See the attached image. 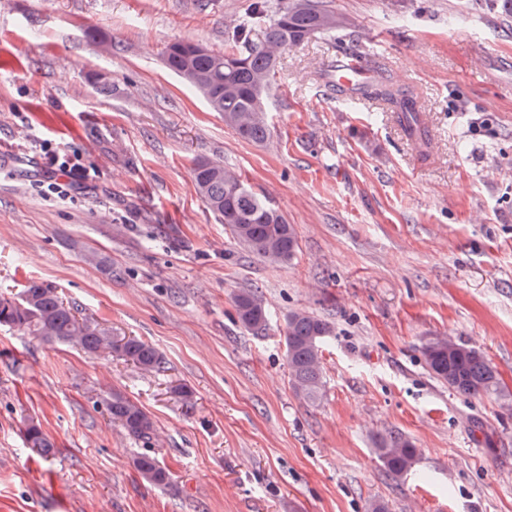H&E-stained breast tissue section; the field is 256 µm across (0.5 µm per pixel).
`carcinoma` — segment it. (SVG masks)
Wrapping results in <instances>:
<instances>
[{
	"mask_svg": "<svg viewBox=\"0 0 512 512\" xmlns=\"http://www.w3.org/2000/svg\"><path fill=\"white\" fill-rule=\"evenodd\" d=\"M253 18L263 22L261 39L245 47L239 39L250 35L249 27L237 26L224 52L213 50L191 59L195 79L184 81L199 91L210 108L224 117V125L241 139L263 142L268 138L269 119L265 101L278 67L277 59L290 47L312 35L338 28L341 14L319 7L314 0H279L275 8L259 0ZM182 41L165 46L164 61L176 75L185 66L177 51ZM361 96L380 99L393 112L408 137L427 154L430 141L422 108L414 93L392 81L385 73L361 90ZM196 189L208 208L230 228L234 237L258 256L273 263L290 262L298 249L293 225L255 194L240 176L219 162L198 160L192 169ZM240 323L250 330H263L267 313L258 291L247 288L234 294ZM0 327L37 336L47 342L74 344L88 353H115L143 370L161 368L162 357L150 344L135 337L116 340L110 330L77 316L74 308L55 289L31 279L20 298L0 297ZM331 335L330 325L306 311L288 315L286 356L292 386L297 394L315 404L324 395L322 345ZM432 374L459 394L475 396L498 392V372L485 354L465 343L437 336L422 347ZM112 421L132 439L150 442L156 434L153 419L124 394L114 391L106 399ZM32 448L47 458L53 444L35 425L26 428ZM418 449L405 436L391 432L380 438L379 457L390 475L400 478L415 464ZM143 478L157 486L168 482V473L157 458L144 454L134 460Z\"/></svg>",
	"mask_w": 512,
	"mask_h": 512,
	"instance_id": "obj_1",
	"label": "carcinoma"
}]
</instances>
